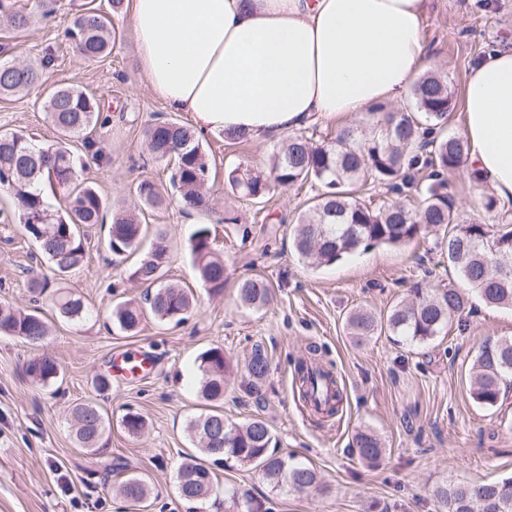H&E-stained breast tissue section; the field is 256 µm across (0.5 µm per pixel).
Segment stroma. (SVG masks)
<instances>
[{
  "label": "stroma",
  "instance_id": "obj_1",
  "mask_svg": "<svg viewBox=\"0 0 512 512\" xmlns=\"http://www.w3.org/2000/svg\"><path fill=\"white\" fill-rule=\"evenodd\" d=\"M87 0H18L33 17L14 34L0 28V61L29 62L54 48L44 85L0 97V132L29 133L44 143L56 132L42 108L45 87H77L94 96L109 118L93 132L106 163L89 164L83 176L112 205H132L142 180L168 184L171 168L148 152L144 132L155 122L191 124L186 112L172 111L150 88L142 71L128 8L113 14L114 45L106 57L87 61L63 40L67 23ZM439 72L453 91L448 130L462 132L463 87L468 69L484 47L512 45V0H428L422 28ZM210 160L209 209L186 216L176 200L146 208L149 233L164 232L166 277L192 288L197 305L183 323L145 318L133 333L112 327L116 303L142 301L146 289L129 279L130 260L112 256L105 232L93 228L86 260L66 276L62 288L80 296L90 314L72 322L27 287L30 271L51 275L35 244L20 230L0 196V302L36 310L47 321L45 342L31 346L0 335V512H130L114 490L118 479L105 470L122 461L127 473L150 488L146 512H185L177 492V470L197 447L187 425L209 409L200 393L198 355L222 347L236 364L226 376L219 407L225 420L243 422L260 413L269 423L281 455L317 470L322 488L277 492L258 471L231 465L216 468L217 493L250 491L266 512H441L434 496L449 481L482 483L512 475V385L497 407L486 408L471 395L470 369L486 338H512V308L487 306L472 296L467 309L449 322L432 343L394 341L389 334L357 342L345 317L365 307L376 316L409 297L414 283L463 282L449 271L446 257L429 243L378 246L335 265L302 264L291 245L295 219L313 192L310 186L279 187L263 201L233 194L224 184L227 169L242 165L265 173L275 142L233 144L223 133L203 138ZM464 218L487 219L489 191L466 170L450 178ZM211 228L213 246L231 273L223 294L202 288L189 238L200 226ZM259 275L267 280L271 304L254 311L239 304L236 283ZM263 344L271 362L267 406L257 411L242 388L238 368L253 344ZM333 366L344 388L339 415L319 424L301 411L293 374L308 344ZM145 349L156 367L150 376L98 387L108 375L114 352ZM52 356L59 376L42 385L26 373L34 355ZM92 402L110 428L96 454L79 448L72 432V408ZM142 414L141 436L120 425L127 410ZM361 429L383 440L380 462H360L352 439Z\"/></svg>",
  "mask_w": 512,
  "mask_h": 512
}]
</instances>
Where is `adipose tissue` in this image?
I'll list each match as a JSON object with an SVG mask.
<instances>
[{
  "label": "adipose tissue",
  "mask_w": 512,
  "mask_h": 512,
  "mask_svg": "<svg viewBox=\"0 0 512 512\" xmlns=\"http://www.w3.org/2000/svg\"><path fill=\"white\" fill-rule=\"evenodd\" d=\"M426 0H133L148 82L198 133L256 144L318 118L402 101L434 66ZM463 135L487 189L512 202V46L469 68Z\"/></svg>",
  "instance_id": "1"
}]
</instances>
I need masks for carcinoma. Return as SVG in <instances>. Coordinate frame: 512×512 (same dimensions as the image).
I'll return each instance as SVG.
<instances>
[{
    "instance_id": "obj_1",
    "label": "carcinoma",
    "mask_w": 512,
    "mask_h": 512,
    "mask_svg": "<svg viewBox=\"0 0 512 512\" xmlns=\"http://www.w3.org/2000/svg\"><path fill=\"white\" fill-rule=\"evenodd\" d=\"M15 33L26 31L31 14L16 8V0H0V20ZM111 23L97 8L87 7L65 28L73 50L83 59L96 61L110 52ZM54 62L49 53L33 63L0 62V96H16L39 83L42 73ZM451 90L447 77L430 72L413 83L406 106L398 109L386 104L366 113V126L346 125L329 140L316 142L301 132L291 133L276 151L268 174L258 175L237 166L225 173L224 182L231 191L262 200L277 187L309 183L317 187L309 206L300 214L293 229L292 243L299 259L311 266H330L346 256L379 245L400 246L420 238L434 236V248L448 259V267L471 286L491 306L512 307V266L504 267L498 253L512 254V214L499 209L498 200L486 197L485 211L496 222L464 220L457 210L449 176L465 167L467 142L445 134L451 108ZM48 121L57 131V140L49 145L17 132L0 133V190L10 193L14 213L23 231L33 239L42 258L63 276L85 260L83 230L104 223L107 202L98 191L80 179L87 160L102 158L95 142L86 132L107 118L101 116L94 97L69 86L48 90L44 100ZM146 144L158 160L175 162L170 188L143 180L135 193L140 202L159 207L169 191L195 209L205 210L210 198L205 187L209 180L210 160L200 136L191 126L164 120L147 128ZM368 184L397 195L415 194L420 205L414 209L395 200L374 207L360 196ZM61 190L63 211L54 209L44 193ZM133 209H117L107 237L109 252L118 257L137 252L145 238ZM211 231L205 226L190 238L194 265L203 288L216 296L224 291L228 269L224 259L211 247ZM167 246L161 233L139 262L129 271V279L145 285V304L125 302L112 311L115 325L126 332L136 331L146 316L177 324L194 307V294L177 282L165 278ZM31 292L46 296L59 314L69 320H81L87 314L84 302L71 293L49 291L46 278L32 277ZM271 289L261 277L243 279L238 288L242 305L260 310L270 301ZM469 294L461 288L434 289L418 282L410 289V298L392 306L377 317L364 308L352 310L346 317L349 335L363 341L378 333L389 332L405 340L428 343L441 335L452 316L464 312ZM0 333L18 336L32 346L48 336V324L38 313L20 311L9 304L0 305ZM318 348L309 347L310 357L298 362L295 385L303 406L316 421L333 419L343 404V391L332 369L317 359ZM231 358L220 347H211L198 357L201 394L207 401L224 398V382ZM245 391L261 409L266 404V379L270 362L263 345L252 346L245 365ZM473 399L482 406L495 407L502 394L503 380L512 375V339H486L473 366ZM27 374L46 384L58 375V365L49 356L29 361ZM224 418V412L210 409L190 420L188 429L197 440L200 456L185 457L178 468V480L190 482L180 496L186 512H214L223 508L213 495L214 472L202 458L215 466L233 462L254 466L274 489L296 492L319 487L316 471L293 458L278 455L272 446L274 436L259 415L243 424L226 423L222 444L208 432L209 425ZM73 429L79 447L91 454L105 433L107 424L99 407L79 404L72 410ZM121 424L125 432L138 436L145 419L129 411ZM358 457L377 462L384 448L376 434L358 431L353 438ZM123 498L141 503L148 497L146 482L137 475L119 483ZM437 501L443 512H512V477L481 485L449 482L437 487ZM237 512H264L263 503L245 492L231 494Z\"/></svg>"
}]
</instances>
